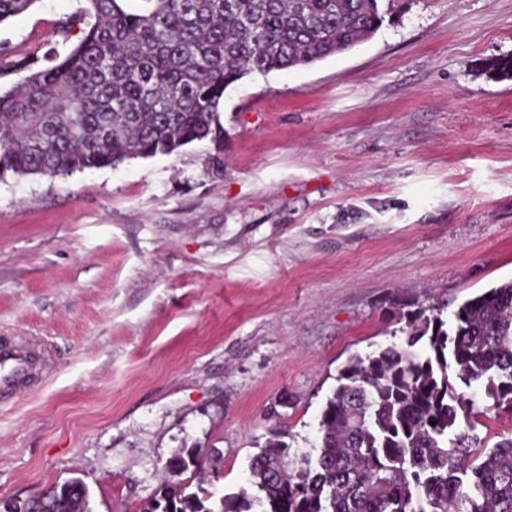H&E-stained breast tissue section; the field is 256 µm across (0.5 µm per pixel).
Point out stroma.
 Returning a JSON list of instances; mask_svg holds the SVG:
<instances>
[{"instance_id": "1", "label": "stroma", "mask_w": 512, "mask_h": 512, "mask_svg": "<svg viewBox=\"0 0 512 512\" xmlns=\"http://www.w3.org/2000/svg\"><path fill=\"white\" fill-rule=\"evenodd\" d=\"M354 49L224 93V141L0 177V336L40 350L0 399V499L77 477L137 512L178 449L245 486L267 429L311 452L350 356L512 278V0H379ZM87 0L0 23V92L68 53Z\"/></svg>"}]
</instances>
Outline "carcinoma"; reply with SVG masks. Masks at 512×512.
<instances>
[{"instance_id": "obj_1", "label": "carcinoma", "mask_w": 512, "mask_h": 512, "mask_svg": "<svg viewBox=\"0 0 512 512\" xmlns=\"http://www.w3.org/2000/svg\"><path fill=\"white\" fill-rule=\"evenodd\" d=\"M36 2L0 0V22ZM88 2L94 22L70 52L23 60L0 93V176L53 179L218 142L230 85L349 51L384 20L378 0H144L137 13ZM447 310H411L403 342L349 359L316 454L290 460L288 429L272 428L249 488L217 497L202 448H182L139 512H512V435L485 447L468 393L512 413V279ZM19 512H92L89 489L73 478Z\"/></svg>"}]
</instances>
